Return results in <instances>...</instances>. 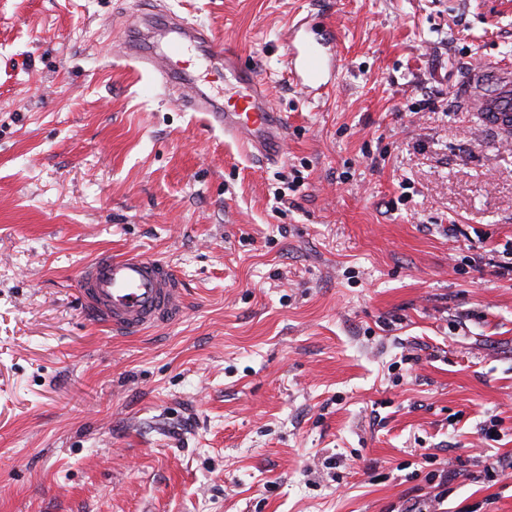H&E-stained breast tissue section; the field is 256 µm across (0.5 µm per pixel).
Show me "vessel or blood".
Segmentation results:
<instances>
[{"mask_svg":"<svg viewBox=\"0 0 512 512\" xmlns=\"http://www.w3.org/2000/svg\"><path fill=\"white\" fill-rule=\"evenodd\" d=\"M123 51L177 87L181 107L209 113L226 134L265 159L281 156L287 119L273 107L269 84L236 50L217 45L206 29L171 15L150 16L130 30ZM199 55L221 61L232 100L214 95L195 64ZM287 65L302 73L307 88L322 87L325 62L319 51L289 52ZM454 97L462 111L480 113L489 127L512 131L511 72L487 65L467 68L455 84ZM81 292L97 320L127 336L174 321L185 308L174 271L160 260L138 255L107 256L87 265Z\"/></svg>","mask_w":512,"mask_h":512,"instance_id":"b4317fda","label":"vessel or blood"}]
</instances>
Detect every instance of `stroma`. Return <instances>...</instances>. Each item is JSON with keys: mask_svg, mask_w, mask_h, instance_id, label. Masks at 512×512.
<instances>
[{"mask_svg": "<svg viewBox=\"0 0 512 512\" xmlns=\"http://www.w3.org/2000/svg\"><path fill=\"white\" fill-rule=\"evenodd\" d=\"M154 11L260 67L281 160L120 55ZM298 27L341 60L312 95ZM471 63L512 69V0H0V512H512V146ZM129 252L188 305L121 337L78 278ZM453 91L461 112H480L486 125L501 133H510L512 73L487 65L469 67Z\"/></svg>", "mask_w": 512, "mask_h": 512, "instance_id": "35a3bbf8", "label": "stroma"}]
</instances>
